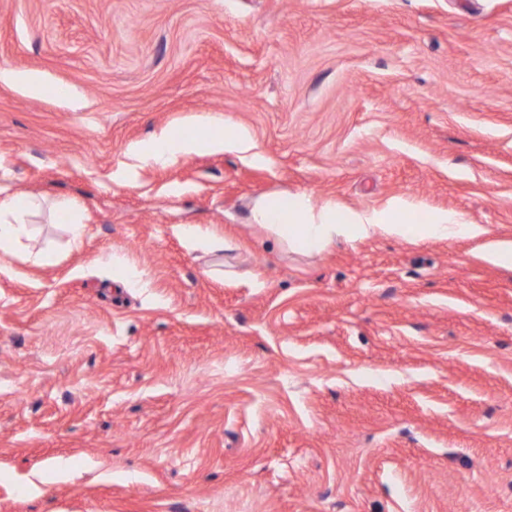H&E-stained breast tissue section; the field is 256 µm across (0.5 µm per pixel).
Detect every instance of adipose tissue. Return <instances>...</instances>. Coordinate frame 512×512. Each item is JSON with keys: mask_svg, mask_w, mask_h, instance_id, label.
Here are the masks:
<instances>
[{"mask_svg": "<svg viewBox=\"0 0 512 512\" xmlns=\"http://www.w3.org/2000/svg\"><path fill=\"white\" fill-rule=\"evenodd\" d=\"M254 145L246 132L223 134L212 121L199 122L195 131L180 135L170 130L156 134L148 148L132 147L137 158L165 164L174 158L200 150L252 152ZM43 207L34 195L0 198V252L11 253L23 236L29 235L31 216ZM252 223L273 229L279 242L290 248L311 252L339 238L366 237L381 233L414 241L455 238L480 234L477 225L466 223L452 211L421 213L418 204L396 200L381 210L357 211L333 201L313 203L303 195H281L258 201L251 210Z\"/></svg>", "mask_w": 512, "mask_h": 512, "instance_id": "adipose-tissue-1", "label": "adipose tissue"}]
</instances>
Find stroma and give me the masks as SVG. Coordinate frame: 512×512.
Listing matches in <instances>:
<instances>
[{
  "mask_svg": "<svg viewBox=\"0 0 512 512\" xmlns=\"http://www.w3.org/2000/svg\"><path fill=\"white\" fill-rule=\"evenodd\" d=\"M3 62L0 196L85 231L0 257V512H512V0H0ZM202 119L260 160L129 153ZM280 193L484 233L302 254ZM0 80L21 83L33 94H39L42 87L41 80L36 74L16 72L7 64L0 66Z\"/></svg>",
  "mask_w": 512,
  "mask_h": 512,
  "instance_id": "stroma-1",
  "label": "stroma"
}]
</instances>
